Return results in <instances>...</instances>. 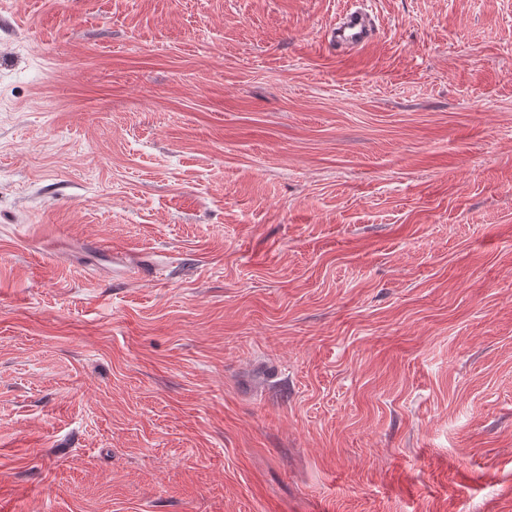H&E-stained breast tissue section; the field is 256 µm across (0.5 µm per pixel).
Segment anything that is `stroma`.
Instances as JSON below:
<instances>
[{"label":"stroma","mask_w":512,"mask_h":512,"mask_svg":"<svg viewBox=\"0 0 512 512\" xmlns=\"http://www.w3.org/2000/svg\"><path fill=\"white\" fill-rule=\"evenodd\" d=\"M352 2L0 0V512H512V0ZM373 33L370 16L362 8L346 12L331 33V40L348 50L364 46Z\"/></svg>","instance_id":"stroma-1"}]
</instances>
